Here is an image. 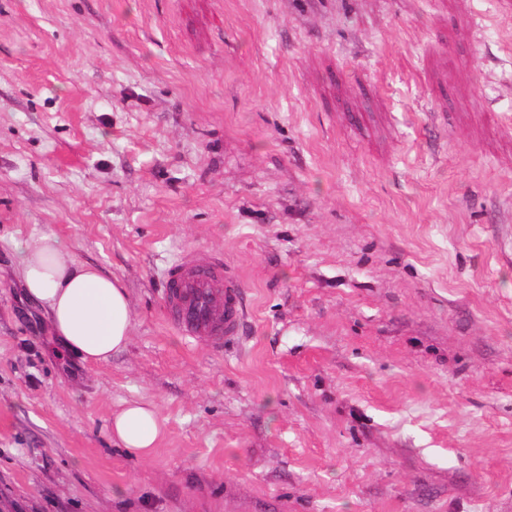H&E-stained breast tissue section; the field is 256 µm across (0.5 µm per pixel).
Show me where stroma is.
I'll use <instances>...</instances> for the list:
<instances>
[{"label":"stroma","mask_w":512,"mask_h":512,"mask_svg":"<svg viewBox=\"0 0 512 512\" xmlns=\"http://www.w3.org/2000/svg\"><path fill=\"white\" fill-rule=\"evenodd\" d=\"M40 234L125 286L109 362L25 296ZM509 238L512 0H0V512H512ZM195 250L219 352L165 321ZM166 318L181 336L213 349L242 336L246 310L239 278L217 257L185 254L168 268ZM110 431L123 448L147 459L157 447L162 423L155 407L134 402L112 418Z\"/></svg>","instance_id":"obj_1"}]
</instances>
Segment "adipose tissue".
<instances>
[{"mask_svg":"<svg viewBox=\"0 0 512 512\" xmlns=\"http://www.w3.org/2000/svg\"><path fill=\"white\" fill-rule=\"evenodd\" d=\"M12 258L26 296L46 311L69 354L98 364L126 346L133 317L117 278L77 262L55 235L14 241ZM110 431L124 448L146 459L159 442L162 423L155 407L134 402L112 418Z\"/></svg>","mask_w":512,"mask_h":512,"instance_id":"adipose-tissue-1","label":"adipose tissue"}]
</instances>
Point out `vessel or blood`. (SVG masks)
<instances>
[{
    "label": "vessel or blood",
    "mask_w": 512,
    "mask_h": 512,
    "mask_svg": "<svg viewBox=\"0 0 512 512\" xmlns=\"http://www.w3.org/2000/svg\"><path fill=\"white\" fill-rule=\"evenodd\" d=\"M164 303L169 325L194 342L220 349L243 334V288L219 257L186 254L172 263Z\"/></svg>",
    "instance_id": "b4317fda"
}]
</instances>
